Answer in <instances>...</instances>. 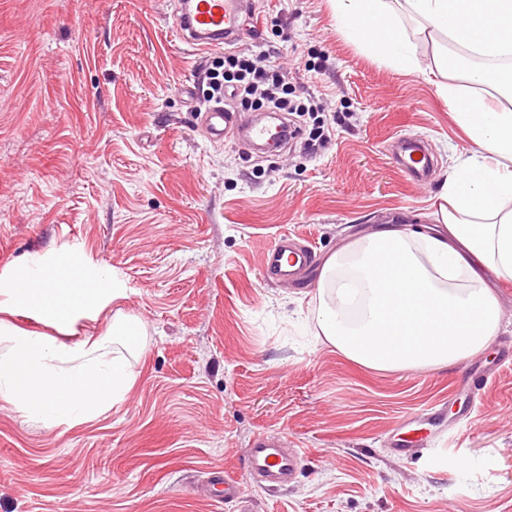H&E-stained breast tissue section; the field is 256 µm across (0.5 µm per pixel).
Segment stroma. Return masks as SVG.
<instances>
[{
  "instance_id": "obj_1",
  "label": "stroma",
  "mask_w": 512,
  "mask_h": 512,
  "mask_svg": "<svg viewBox=\"0 0 512 512\" xmlns=\"http://www.w3.org/2000/svg\"><path fill=\"white\" fill-rule=\"evenodd\" d=\"M256 5L234 51H278L294 99L319 108L268 156L199 127L224 52L180 40L174 0H0V274L82 253L147 332L126 399L90 423L0 400V512H512V280L485 272L504 324L466 364L383 371L303 332L319 275L284 283L261 264L284 233L321 263L393 217L433 224L472 143L435 84L375 62L329 0ZM321 124L331 139L309 152ZM399 135L430 145L427 183L392 163ZM468 366L488 375L471 398L454 392ZM437 409L421 457L392 456V433ZM260 432L306 451L286 487L246 471Z\"/></svg>"
}]
</instances>
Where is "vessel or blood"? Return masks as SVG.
<instances>
[{
	"label": "vessel or blood",
	"instance_id": "vessel-or-blood-1",
	"mask_svg": "<svg viewBox=\"0 0 512 512\" xmlns=\"http://www.w3.org/2000/svg\"><path fill=\"white\" fill-rule=\"evenodd\" d=\"M256 16L254 0H177L174 13L182 41L200 52L233 45ZM201 121L215 142L243 138L252 145L263 146L278 142L288 132L284 124L243 123L239 113L221 104L204 112ZM390 157L397 168L417 183L427 181L434 167L428 147L411 138H396ZM314 258L311 247L284 235L266 252L264 268L268 274L287 282L311 266ZM302 457V452H286L261 434L255 437L249 450L248 473L270 486L285 485L293 479Z\"/></svg>",
	"mask_w": 512,
	"mask_h": 512
}]
</instances>
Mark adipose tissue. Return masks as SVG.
Returning a JSON list of instances; mask_svg holds the SVG:
<instances>
[{
	"mask_svg": "<svg viewBox=\"0 0 512 512\" xmlns=\"http://www.w3.org/2000/svg\"><path fill=\"white\" fill-rule=\"evenodd\" d=\"M344 34L371 56L408 73L447 74L448 55L416 56L401 13L419 33L441 35L459 49L494 58L512 55V0H331ZM438 93L475 145L448 170L439 214L448 234L389 229L350 242L325 262L317 288L315 329L324 344L377 370L445 367L483 350L501 325V307L483 286L454 281L479 263L512 279V110L462 93L443 81ZM72 273L52 277L40 260L23 274L0 275V400L29 421L75 426L124 401L135 384L132 358L145 327L115 314L99 336L81 335L110 304L126 299L120 282L95 288L80 256ZM25 314L41 327L13 323Z\"/></svg>",
	"mask_w": 512,
	"mask_h": 512,
	"instance_id": "obj_1",
	"label": "adipose tissue"
}]
</instances>
